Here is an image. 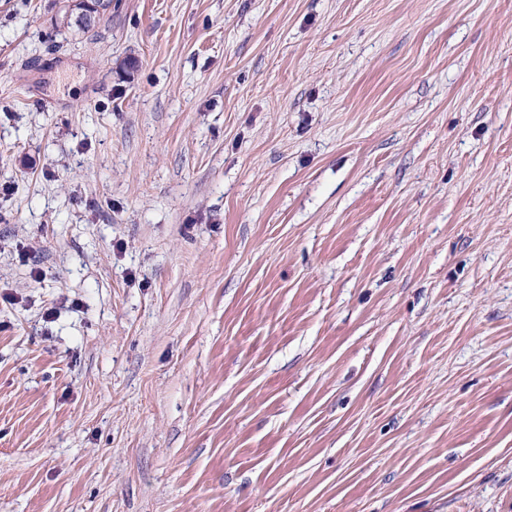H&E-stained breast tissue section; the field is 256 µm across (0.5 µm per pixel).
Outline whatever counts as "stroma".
<instances>
[{"mask_svg":"<svg viewBox=\"0 0 512 512\" xmlns=\"http://www.w3.org/2000/svg\"><path fill=\"white\" fill-rule=\"evenodd\" d=\"M64 5L0 0V512H512V0Z\"/></svg>","mask_w":512,"mask_h":512,"instance_id":"obj_1","label":"stroma"}]
</instances>
